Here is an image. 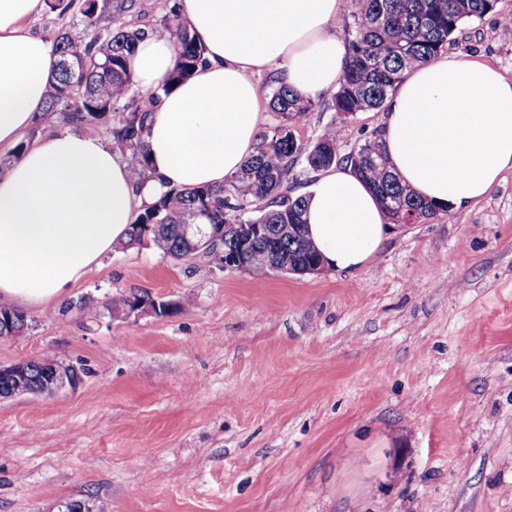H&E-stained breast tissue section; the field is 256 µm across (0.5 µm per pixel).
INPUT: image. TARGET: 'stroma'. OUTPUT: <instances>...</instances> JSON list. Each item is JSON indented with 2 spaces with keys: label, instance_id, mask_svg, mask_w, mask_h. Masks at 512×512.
<instances>
[{
  "label": "stroma",
  "instance_id": "1",
  "mask_svg": "<svg viewBox=\"0 0 512 512\" xmlns=\"http://www.w3.org/2000/svg\"><path fill=\"white\" fill-rule=\"evenodd\" d=\"M446 53L512 78V0ZM382 119L322 96L294 133L335 126L345 155ZM144 291L172 312L104 308ZM26 315L0 366L82 380L0 400V512H512V169L354 272L256 278L121 243Z\"/></svg>",
  "mask_w": 512,
  "mask_h": 512
}]
</instances>
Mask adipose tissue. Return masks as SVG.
Listing matches in <instances>:
<instances>
[{
  "label": "adipose tissue",
  "mask_w": 512,
  "mask_h": 512,
  "mask_svg": "<svg viewBox=\"0 0 512 512\" xmlns=\"http://www.w3.org/2000/svg\"><path fill=\"white\" fill-rule=\"evenodd\" d=\"M42 0H0V147L19 145L53 80L49 41L20 24ZM341 0H180L207 62L162 95L144 135L152 177L136 184L97 135L58 131L0 175V303L48 307L113 246L136 210L171 188L219 186L253 154L266 100L255 73L314 99L336 87L347 54L335 34ZM142 90L174 66L163 37L137 42ZM402 182L456 211L485 198L512 169V79L488 60L438 57L411 69L381 129ZM308 238L324 268L355 271L380 253L389 219L351 167L322 170L305 193Z\"/></svg>",
  "instance_id": "ef3b65f1"
}]
</instances>
